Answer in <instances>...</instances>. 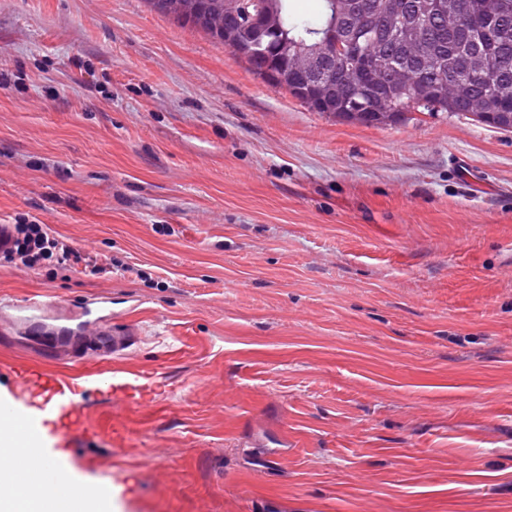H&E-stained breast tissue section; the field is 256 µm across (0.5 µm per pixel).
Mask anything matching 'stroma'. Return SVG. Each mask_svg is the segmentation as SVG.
<instances>
[{"instance_id": "1", "label": "stroma", "mask_w": 512, "mask_h": 512, "mask_svg": "<svg viewBox=\"0 0 512 512\" xmlns=\"http://www.w3.org/2000/svg\"><path fill=\"white\" fill-rule=\"evenodd\" d=\"M134 273L0 265V357L103 298L153 387L47 429L112 512H512V131L309 109L146 0H0V224ZM49 304L27 327L32 294Z\"/></svg>"}]
</instances>
